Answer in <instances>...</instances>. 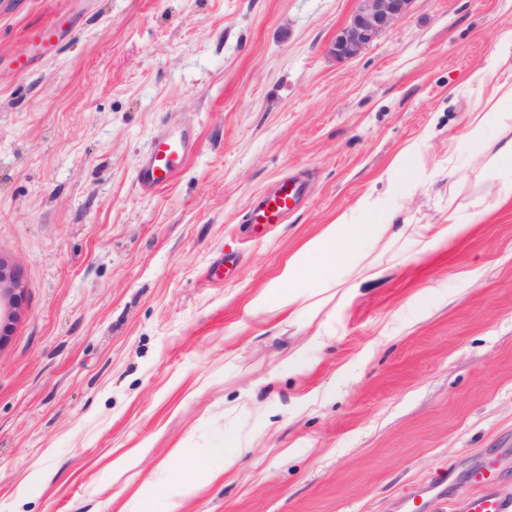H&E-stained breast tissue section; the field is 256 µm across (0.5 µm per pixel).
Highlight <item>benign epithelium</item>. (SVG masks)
Instances as JSON below:
<instances>
[{
  "instance_id": "1",
  "label": "benign epithelium",
  "mask_w": 512,
  "mask_h": 512,
  "mask_svg": "<svg viewBox=\"0 0 512 512\" xmlns=\"http://www.w3.org/2000/svg\"><path fill=\"white\" fill-rule=\"evenodd\" d=\"M413 0H356V8L329 47L339 60L356 57L409 10Z\"/></svg>"
}]
</instances>
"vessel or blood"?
Listing matches in <instances>:
<instances>
[{
	"label": "vessel or blood",
	"mask_w": 512,
	"mask_h": 512,
	"mask_svg": "<svg viewBox=\"0 0 512 512\" xmlns=\"http://www.w3.org/2000/svg\"><path fill=\"white\" fill-rule=\"evenodd\" d=\"M195 141L179 127L162 131L145 154L139 170V185L145 191L167 187L192 154ZM304 182L288 180L270 192L255 198L247 214L248 223L272 225L282 223L294 211L298 200L307 192ZM461 512H512V502L482 493L466 498Z\"/></svg>",
	"instance_id": "vessel-or-blood-1"
}]
</instances>
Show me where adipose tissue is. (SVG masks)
<instances>
[{
    "label": "adipose tissue",
    "mask_w": 512,
    "mask_h": 512,
    "mask_svg": "<svg viewBox=\"0 0 512 512\" xmlns=\"http://www.w3.org/2000/svg\"><path fill=\"white\" fill-rule=\"evenodd\" d=\"M373 206L365 202L353 213H344L322 232L309 241L304 248L284 267L273 291L259 294L254 304L265 308L271 302L283 306L298 303L301 295L298 288L302 282H311L330 291L336 288L337 270H344L352 277H380L382 268L371 254L380 242L394 243L405 240L411 258L417 259L447 245L449 239L467 232V225L449 221L446 230L430 232L428 227L411 224H390L382 219H373Z\"/></svg>",
    "instance_id": "adipose-tissue-1"
}]
</instances>
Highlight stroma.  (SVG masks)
Returning a JSON list of instances; mask_svg holds the SVG:
<instances>
[{"label": "stroma", "instance_id": "obj_1", "mask_svg": "<svg viewBox=\"0 0 512 512\" xmlns=\"http://www.w3.org/2000/svg\"><path fill=\"white\" fill-rule=\"evenodd\" d=\"M355 0H0V512H455L512 500V0H414L353 59ZM71 20L15 68L29 35ZM488 120L472 134L474 113ZM173 182L137 175L169 125ZM286 223L251 200L300 173ZM468 232L316 314L250 302L364 196ZM304 350L308 368L288 358ZM257 404L251 447L217 448ZM195 140L185 129L173 126L162 131L145 154L139 170V185L145 191L167 187L192 154ZM460 508V512H510L512 503L490 493H482L466 498Z\"/></svg>", "mask_w": 512, "mask_h": 512}]
</instances>
